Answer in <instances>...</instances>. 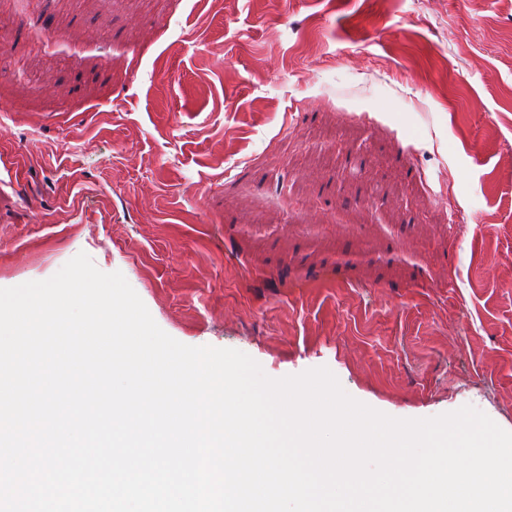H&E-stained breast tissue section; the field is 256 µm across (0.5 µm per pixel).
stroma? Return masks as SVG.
<instances>
[{
	"label": "stroma",
	"mask_w": 512,
	"mask_h": 512,
	"mask_svg": "<svg viewBox=\"0 0 512 512\" xmlns=\"http://www.w3.org/2000/svg\"><path fill=\"white\" fill-rule=\"evenodd\" d=\"M0 52V288L83 252L183 344L512 431V0H0Z\"/></svg>",
	"instance_id": "35a3bbf8"
}]
</instances>
